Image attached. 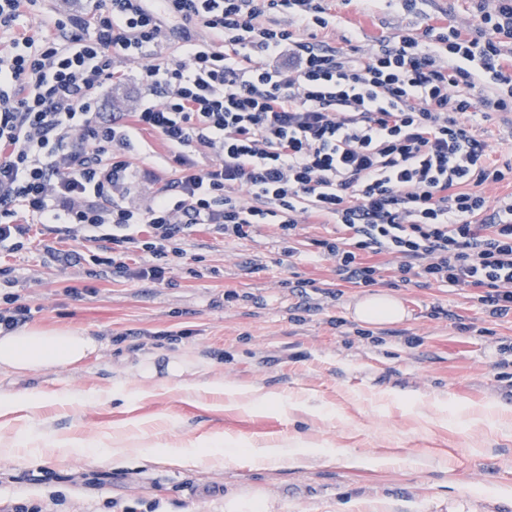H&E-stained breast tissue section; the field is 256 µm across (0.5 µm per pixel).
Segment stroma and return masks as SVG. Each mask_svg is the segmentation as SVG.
Here are the masks:
<instances>
[{
    "label": "stroma",
    "instance_id": "stroma-1",
    "mask_svg": "<svg viewBox=\"0 0 512 512\" xmlns=\"http://www.w3.org/2000/svg\"><path fill=\"white\" fill-rule=\"evenodd\" d=\"M335 26L319 40L359 48L416 29L401 7L329 0ZM127 80L106 85L102 109L139 105V63L118 61ZM168 149L144 134L130 161L135 182L125 204L143 207L176 172ZM287 255L274 224L246 238L189 232L163 283L96 276L91 261L57 262L51 248L81 250L70 236L49 241L32 229L20 250L0 249V310L6 298L30 308L29 326L76 327L101 341L67 368L0 373V390L36 388L40 406L0 416V512L17 504L40 512H225L226 500H253L262 512H512V316L490 317L473 289L417 288L383 281L400 298L402 322L371 325L352 316L365 289L336 272L318 240L331 224L297 230ZM311 281L300 290V281ZM471 332L459 330V323ZM152 360L153 379L140 366ZM192 366L169 378L170 360ZM223 378L225 392L192 388L196 375ZM273 392L277 405H231V387ZM146 397H136V390ZM112 391L104 402L69 405L64 393ZM466 408L465 423L453 414ZM79 440L47 448L43 436ZM204 433L276 446L297 439L317 455L301 466L256 469L219 459L179 467L165 456L100 463L96 453L123 439L183 448ZM376 459L352 465L355 456Z\"/></svg>",
    "mask_w": 512,
    "mask_h": 512
}]
</instances>
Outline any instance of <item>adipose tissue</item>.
I'll return each mask as SVG.
<instances>
[{"mask_svg":"<svg viewBox=\"0 0 512 512\" xmlns=\"http://www.w3.org/2000/svg\"><path fill=\"white\" fill-rule=\"evenodd\" d=\"M405 316L402 302L383 291L366 295L354 307L355 319L370 324L398 323ZM98 346L95 337L83 329L20 327L0 334V372L28 373L65 368L87 359ZM222 450L244 457L255 468L270 463L295 464L308 454L307 449L301 448L295 440L275 447L253 442L243 446L235 437L208 433L196 438L189 447L168 449L167 455L177 463L196 466L217 459Z\"/></svg>","mask_w":512,"mask_h":512,"instance_id":"ef3b65f1","label":"adipose tissue"}]
</instances>
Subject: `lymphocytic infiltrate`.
<instances>
[{"mask_svg":"<svg viewBox=\"0 0 512 512\" xmlns=\"http://www.w3.org/2000/svg\"><path fill=\"white\" fill-rule=\"evenodd\" d=\"M38 2L0 0L14 34L0 51V245L22 248L34 223L89 243L95 265L160 282L195 227L242 239L272 222L291 242L313 214L342 231L318 246L343 280L378 285L383 255L402 283L477 288L490 317L512 314V193L482 192L512 165L474 124L512 112V0H477L472 28L428 23L365 51L313 37L327 0H85L37 39L17 27ZM173 39L181 55L151 61ZM117 58L142 61V102L106 117ZM143 132L178 176L141 209L117 194ZM133 251L151 263L130 269Z\"/></svg>","mask_w":512,"mask_h":512,"instance_id":"lymphocytic-infiltrate-1","label":"lymphocytic infiltrate"}]
</instances>
